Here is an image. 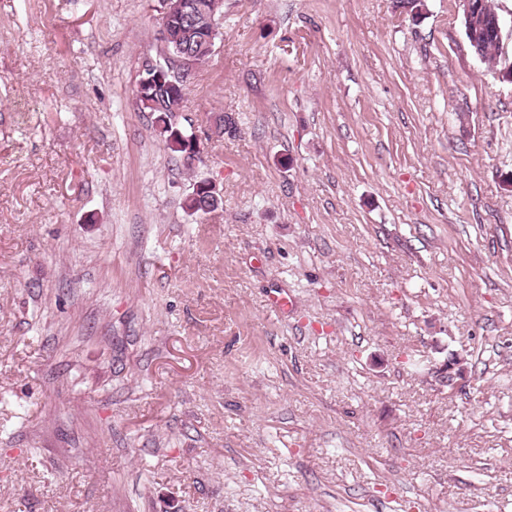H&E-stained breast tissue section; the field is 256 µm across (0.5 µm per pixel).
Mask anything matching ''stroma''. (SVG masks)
Returning a JSON list of instances; mask_svg holds the SVG:
<instances>
[{"instance_id":"obj_1","label":"stroma","mask_w":512,"mask_h":512,"mask_svg":"<svg viewBox=\"0 0 512 512\" xmlns=\"http://www.w3.org/2000/svg\"><path fill=\"white\" fill-rule=\"evenodd\" d=\"M162 27L0 0V512H512V83L458 0H224L189 166ZM169 82L174 84H167L166 86H156L151 88L149 93L152 94L153 105L145 106V112H153L156 115V128L160 135L163 137L168 148L171 152L183 157L185 149L183 148L184 141L175 134L181 132L187 135L184 130L178 128L174 123L177 112H180L181 107L178 105L179 101L183 102L185 91L187 89V73L174 67V75L168 78Z\"/></svg>"}]
</instances>
